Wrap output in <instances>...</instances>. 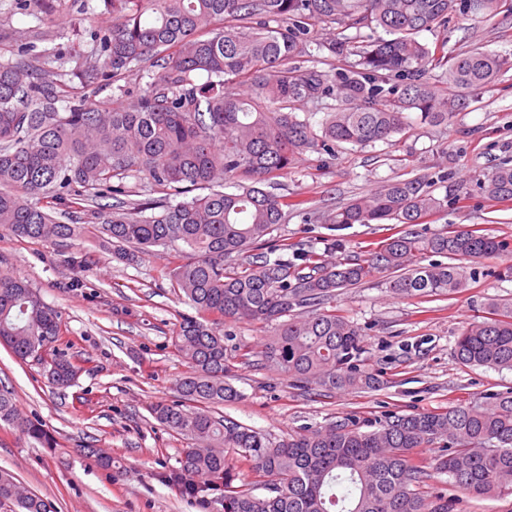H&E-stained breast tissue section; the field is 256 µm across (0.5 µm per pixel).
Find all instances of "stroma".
I'll return each mask as SVG.
<instances>
[{"label": "stroma", "instance_id": "1", "mask_svg": "<svg viewBox=\"0 0 512 512\" xmlns=\"http://www.w3.org/2000/svg\"><path fill=\"white\" fill-rule=\"evenodd\" d=\"M55 19L57 36L49 46L67 55L79 47L74 26L112 21L104 0H82L78 7L61 0ZM38 24L14 0H0V29L8 33L0 40V61L14 58L21 38ZM420 38L446 39L451 57L480 49L512 58V14H459ZM408 119L409 129L391 142L364 149L341 143L332 154L310 151L277 177V194L302 199L303 206L289 211L274 239L333 262L366 254L408 231L428 238L458 225L512 242V202L494 201L485 192L495 168L512 163V68L471 92L468 105L445 123H423L415 112ZM416 174L436 178V195L448 199L447 208L425 223L325 224L349 199ZM330 238L336 241L332 252L325 248ZM85 252L91 255L85 271L66 265L68 255ZM169 260L160 247L126 264L99 243L61 246L0 235V270L31 281L59 312L57 346L82 368L75 385L60 389L40 361L19 360L0 346V388L13 391L20 415L39 420L56 441L55 447H41L0 422V470L48 500L53 512H205L159 478L186 446L150 413L153 403L176 399V381L187 369L174 337L190 307L165 275ZM506 263L512 264V249L477 264L465 288L444 296H396L382 274L339 292L329 306L362 328L365 362L383 381L373 392L320 397L296 389L263 360L270 329L245 321L225 324L230 381L240 397L217 407V414L275 444L306 427L344 421L367 427L391 412L440 411L512 388V371L464 367L453 353L460 330L486 315L489 303H512V281L495 275ZM244 346L252 352L246 362L239 358ZM89 445L112 457L111 469L81 455ZM427 489L456 499L458 512H512V496L471 497L444 475L428 480Z\"/></svg>", "mask_w": 512, "mask_h": 512}]
</instances>
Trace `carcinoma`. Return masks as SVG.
Masks as SVG:
<instances>
[{"label":"carcinoma","mask_w":512,"mask_h":512,"mask_svg":"<svg viewBox=\"0 0 512 512\" xmlns=\"http://www.w3.org/2000/svg\"><path fill=\"white\" fill-rule=\"evenodd\" d=\"M104 2L112 23L88 30L90 50L70 58L40 50L47 33L35 31L16 60L0 61V231L50 244L91 232L125 263L153 247L170 252L166 276L195 314L181 317L176 334L188 364L177 380L179 400L159 401L151 413L193 447L161 478L220 512H454L447 495L422 491L432 475L448 476L474 497L512 495V389L445 411L390 413L368 431L340 423L276 444L214 414L239 397L227 381L224 322L274 327L265 360L303 390H374L382 380L363 363L361 329L325 302L384 272L397 295H446L466 286V263L508 250L505 240L459 226L429 238H388L363 257L333 264L273 243L286 208L304 201L291 204L268 186L302 154L389 142L409 128V112L444 123L465 106V91L512 66L477 49L450 63L445 43L417 39L447 24L464 0ZM16 4L41 22L56 8L53 0ZM468 7L496 15L512 11V0H470ZM322 23L337 35L315 38ZM377 28L391 38L362 35ZM324 50L344 62L340 72L302 65ZM436 67L446 68L454 92L430 85ZM141 68L152 81L132 104L121 88L88 106L72 85L114 82ZM390 81L395 85L384 88ZM325 98L338 107L325 113L317 134L297 106ZM129 177L146 183L129 187ZM433 186L427 175L390 180L345 203L328 223L420 224L444 207ZM170 191L193 196L171 204L164 199ZM145 192L152 197L132 199ZM486 192L512 201V165L496 170ZM426 256L436 260L426 264ZM60 334L58 313L29 280L0 271V344L21 360L44 362L52 384L68 387L81 367L55 347ZM454 355L463 367L512 370V304L493 303L483 320L464 326ZM0 421L53 445L41 424L18 416L4 389ZM436 444L430 460L418 458ZM236 455L251 463L254 484L266 494L234 485ZM2 503L13 504L12 512H51L0 471Z\"/></svg>","instance_id":"cac0c4a2"}]
</instances>
